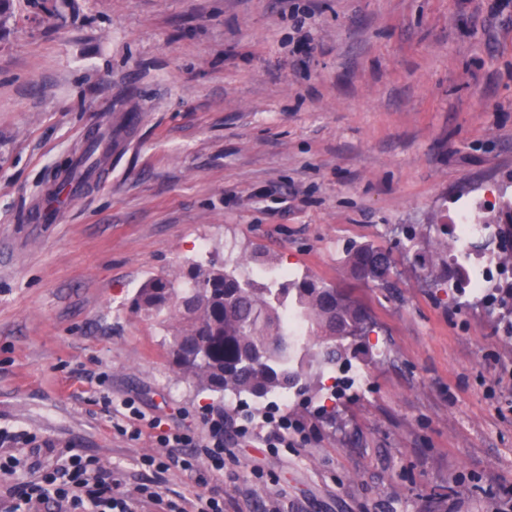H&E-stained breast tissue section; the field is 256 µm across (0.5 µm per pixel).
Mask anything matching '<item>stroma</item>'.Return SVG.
Wrapping results in <instances>:
<instances>
[{
  "label": "stroma",
  "instance_id": "1",
  "mask_svg": "<svg viewBox=\"0 0 512 512\" xmlns=\"http://www.w3.org/2000/svg\"><path fill=\"white\" fill-rule=\"evenodd\" d=\"M107 181L54 224L27 209L88 136ZM512 201V0H12L0 16V445L35 473L74 449L152 480L123 400L202 433L212 413L294 448L229 435L224 468L171 469L164 497L224 512H512V306L433 287L421 256L464 207ZM397 260L354 284L348 244ZM216 259L353 289L374 327L362 384L336 400L242 406L170 364V324L138 313L150 277ZM298 432H301V428L297 423L283 418L274 428L261 436V441L265 443L266 448H288V438Z\"/></svg>",
  "mask_w": 512,
  "mask_h": 512
}]
</instances>
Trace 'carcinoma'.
<instances>
[{
	"label": "carcinoma",
	"mask_w": 512,
	"mask_h": 512,
	"mask_svg": "<svg viewBox=\"0 0 512 512\" xmlns=\"http://www.w3.org/2000/svg\"><path fill=\"white\" fill-rule=\"evenodd\" d=\"M344 266L361 283L389 285L396 262L371 244L346 249ZM434 282L462 295L469 284L461 264ZM267 284L240 277L209 260L191 265L186 288L164 277L149 279L134 299L147 316L177 320L170 355L177 372L201 391L264 400L295 391L317 395L322 377L356 354L354 342L371 332L366 308L350 294L308 274L283 272ZM304 324L314 348H298L294 322Z\"/></svg>",
	"instance_id": "1"
}]
</instances>
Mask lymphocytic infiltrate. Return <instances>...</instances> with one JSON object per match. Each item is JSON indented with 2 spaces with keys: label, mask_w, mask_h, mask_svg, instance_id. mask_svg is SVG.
<instances>
[{
  "label": "lymphocytic infiltrate",
  "mask_w": 512,
  "mask_h": 512,
  "mask_svg": "<svg viewBox=\"0 0 512 512\" xmlns=\"http://www.w3.org/2000/svg\"><path fill=\"white\" fill-rule=\"evenodd\" d=\"M151 428L159 429V442L167 447L166 457H146L142 466L163 474L177 467L192 470L194 458L190 451L203 448L213 469L224 468L225 416L217 414L206 422L207 440H199L191 432L170 429L160 430L158 421H151ZM56 502L64 512H139L144 504L151 503L159 512H224L222 497H198L193 509H186L181 501L164 498L157 485L141 484L127 489L120 472L103 475L98 462L91 457L72 454L59 466L43 472L39 481L18 482L13 499L0 512H30L33 504Z\"/></svg>",
  "instance_id": "lymphocytic-infiltrate-1"
}]
</instances>
